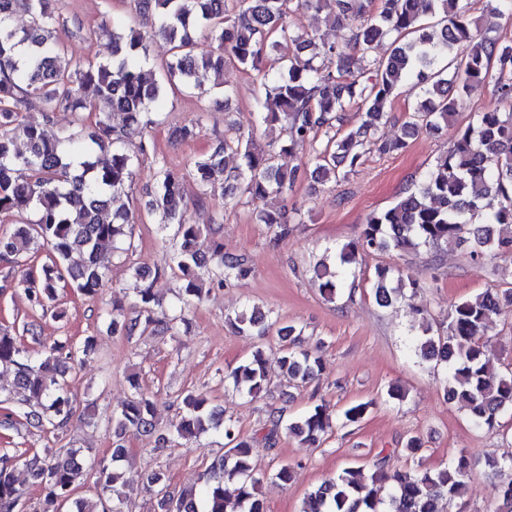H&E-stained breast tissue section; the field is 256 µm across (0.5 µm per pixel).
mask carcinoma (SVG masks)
I'll return each instance as SVG.
<instances>
[{
	"label": "carcinoma",
	"instance_id": "1",
	"mask_svg": "<svg viewBox=\"0 0 512 512\" xmlns=\"http://www.w3.org/2000/svg\"><path fill=\"white\" fill-rule=\"evenodd\" d=\"M461 0H137V7L156 14L153 28L140 32L117 23L102 25L112 37V56L90 61L68 55L54 36L56 16L51 0H0V215L15 216L28 210L37 219L18 224L0 236V259L15 261L41 249L47 262L39 271L26 269L18 285L41 308L57 299L65 284L93 295L101 287L111 259L126 254V217L112 213L106 220L111 197L129 185L138 156L147 152L146 138L155 124L156 109L168 92L182 89L208 92L205 81L212 72L224 76V65H237L261 74L256 111L261 121H282L288 141L279 147L256 146L253 136L219 138L211 151L198 158L191 175L199 189L196 202L204 203L216 192L238 196L253 208L255 220L278 243L290 227L279 201L300 177V169L283 170L276 163L281 153L309 147L306 165L323 180L350 174L369 152L389 154L406 147L402 137L383 140L379 130L397 91L408 83L422 88V100L409 112L405 127L429 133L457 112L462 96L475 87L490 86L494 103L474 115L454 145L437 157L417 183L406 188L388 209L372 213L357 238L342 244L334 264L317 271L318 288L328 300L341 290L358 251L387 253L417 251L421 247L468 245L471 263L479 268L489 256H512V42L487 36L477 20L467 14ZM484 10L512 20V0H483ZM300 9L324 12L352 32L349 42L328 43L313 33L300 32L288 17ZM27 14L29 27H13L15 14ZM204 33L216 43V52L197 56L195 34ZM162 37L170 45L161 62L164 79L149 82L143 68L150 62L149 47ZM391 41L385 58L373 53L383 39ZM358 56L353 58L347 48ZM271 57L274 73L261 70ZM31 105L46 120L60 111L77 121L96 114L95 130L83 136L71 132L48 138L41 126L25 121L22 106ZM356 105L366 109V119L341 132V113ZM122 123L112 126V114ZM23 139L27 150L15 148ZM244 163L228 167L227 152ZM183 174L157 161L155 187L148 202L161 227L177 226V242L168 267L178 270L185 287L183 305L201 300L205 280L221 284L244 280L252 272L244 259L223 252L215 243L210 253L201 249L203 229L186 218L181 193ZM146 282L130 304L112 299L107 311L114 335L137 331L174 338L189 327L184 311L163 308L157 283L165 270L135 269ZM374 298L387 307L403 294L393 285V269L379 267L373 283ZM512 314V289L487 291L462 299L440 319L442 331L431 323L421 328L414 353L446 374L448 399L460 403L473 422L488 429L501 427L503 415L512 411V369L502 372L484 350L481 337L497 319ZM238 329L259 336L276 327L278 318L259 307L236 317ZM278 328V327H276ZM285 342L282 367L288 379L307 383L321 367V356L298 348L292 326L278 328ZM96 350L94 337L79 347L60 345L35 358L18 342L15 329L0 326V369L14 373L13 397L42 400L22 413L26 423L54 432L67 425L77 411L66 377L78 355ZM228 377L252 398L267 387L263 352L232 370ZM133 395L112 413L115 437L112 468L99 469L97 497L102 510L74 496L84 470L96 466L81 450L60 448L28 461L32 483L44 493L42 512H129L128 493L134 476L120 470L129 430L155 429L154 401L140 390L136 375L129 376ZM183 414L165 442L178 443L211 430L224 436V455L212 460L208 477L198 494L175 495L157 474L147 483L158 487L163 512H266L259 497L262 478L250 462L252 443L240 437L234 421L210 407L200 394L182 398ZM329 428L326 406L317 404L297 420L268 416L263 441L275 447L281 431L315 444ZM473 468L460 452L446 465L434 469L385 471L376 463L371 481L344 469L314 488L302 512H441L439 503L461 498L465 478ZM236 484L228 495L225 483ZM23 493L14 484L12 465L0 459V512H18ZM492 512H512V481L494 486Z\"/></svg>",
	"mask_w": 512,
	"mask_h": 512
}]
</instances>
